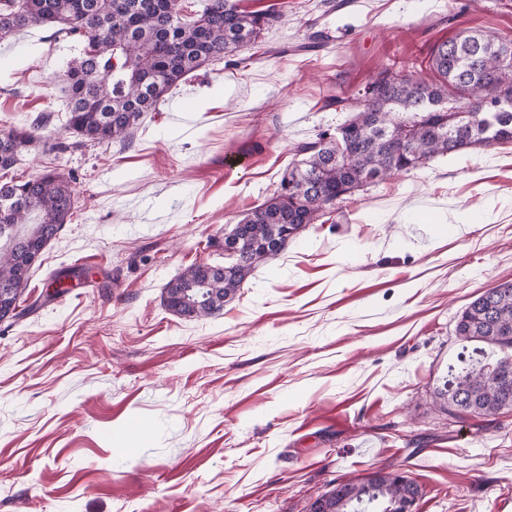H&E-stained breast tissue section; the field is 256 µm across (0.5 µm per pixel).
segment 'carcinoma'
I'll list each match as a JSON object with an SVG mask.
<instances>
[{
	"label": "carcinoma",
	"instance_id": "obj_1",
	"mask_svg": "<svg viewBox=\"0 0 512 512\" xmlns=\"http://www.w3.org/2000/svg\"><path fill=\"white\" fill-rule=\"evenodd\" d=\"M270 10L248 11L240 0H200L191 17L179 0H0V40L34 26L56 28L84 43L81 57L62 75L64 153L87 143L130 141L145 114L179 82L253 45L278 22ZM426 80L388 66L355 98L329 104L350 113L332 133L294 146L301 160L288 168L279 190L253 208L219 243L224 265H191L164 288L165 307L188 319L220 313L251 272L279 255L288 241L360 188L406 174L437 156L512 142V107L487 90L492 83L512 100V33L463 29L433 47ZM379 90L366 103L368 90ZM10 129L0 139V171L13 168L37 141L36 131ZM75 209L68 177L51 170L25 181L0 183V311L16 310L27 285L28 251L56 236ZM460 341L481 342L479 358L435 392L448 417H492L512 409V282L480 294L457 316ZM419 488L402 475L375 471L317 496L319 512H399Z\"/></svg>",
	"mask_w": 512,
	"mask_h": 512
}]
</instances>
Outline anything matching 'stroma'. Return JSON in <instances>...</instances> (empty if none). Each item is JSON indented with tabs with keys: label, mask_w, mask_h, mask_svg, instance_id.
I'll use <instances>...</instances> for the list:
<instances>
[{
	"label": "stroma",
	"mask_w": 512,
	"mask_h": 512,
	"mask_svg": "<svg viewBox=\"0 0 512 512\" xmlns=\"http://www.w3.org/2000/svg\"><path fill=\"white\" fill-rule=\"evenodd\" d=\"M242 3L283 16L173 89L126 145L54 149L82 43L47 26L0 42V130L54 115L8 176L60 169L76 199L21 315L0 322V512H308L381 469L418 486L413 512H512V410L452 421L434 396L462 351L457 315L512 282V143L364 187L218 315L189 321L162 297L184 268L223 263L209 239L273 196L297 142L345 120L332 96L391 62L428 76L434 45L512 31V7Z\"/></svg>",
	"instance_id": "obj_1"
}]
</instances>
